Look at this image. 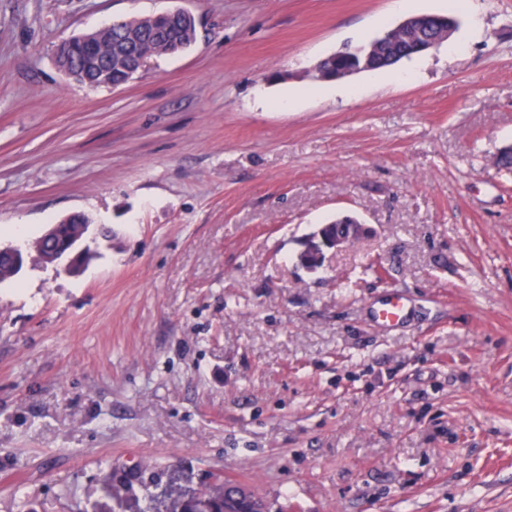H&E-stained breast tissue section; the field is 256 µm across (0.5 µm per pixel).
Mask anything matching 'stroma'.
I'll return each instance as SVG.
<instances>
[{"instance_id":"35a3bbf8","label":"stroma","mask_w":512,"mask_h":512,"mask_svg":"<svg viewBox=\"0 0 512 512\" xmlns=\"http://www.w3.org/2000/svg\"><path fill=\"white\" fill-rule=\"evenodd\" d=\"M177 8L125 86L55 46ZM456 34L314 65L412 14ZM512 0H0V512H174L208 473L288 512H512ZM92 217L73 275L31 243ZM371 236L296 256L342 215ZM401 292L410 322L375 324ZM142 485L117 499L118 472Z\"/></svg>"}]
</instances>
